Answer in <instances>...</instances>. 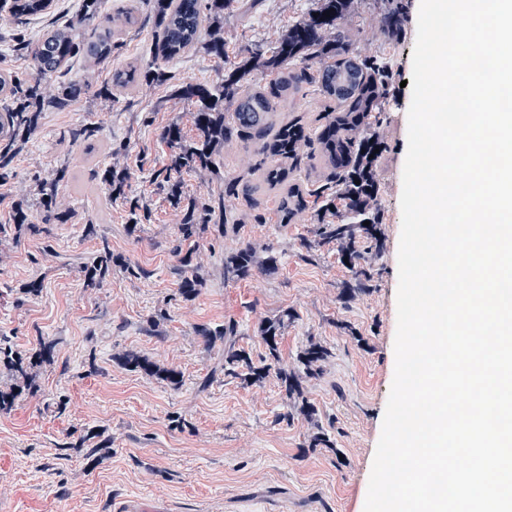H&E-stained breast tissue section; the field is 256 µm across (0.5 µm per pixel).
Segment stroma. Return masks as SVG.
Listing matches in <instances>:
<instances>
[{"label":"stroma","instance_id":"1","mask_svg":"<svg viewBox=\"0 0 512 512\" xmlns=\"http://www.w3.org/2000/svg\"><path fill=\"white\" fill-rule=\"evenodd\" d=\"M79 2L54 0L50 13L21 22L0 11V69L34 74L31 59L15 49L18 39H35L69 22ZM315 6V0H259L250 9L234 0L224 12L228 57L246 55L257 45L271 49ZM419 6V0H408L403 37L394 47L372 0H353L345 24L353 51L363 58L385 57L392 71L379 171L387 248L376 261L372 289L348 301L340 291L354 273L339 261L337 245L307 254L301 240L310 237L312 224L277 223L275 204L265 199L243 234L196 245L195 263L207 273V285L195 302H180L170 273L180 215L154 174L168 153L162 130L176 118L192 131V109L172 98L165 85L140 86L130 107L114 111L91 95L111 69L151 62L154 32L147 4H139L138 25L122 37L108 64L95 66L79 56L62 73L45 78L51 89L66 82L88 92L70 111L46 113L41 132L15 159L10 180L0 185V224L8 222L18 196L35 180L51 179L63 161L79 172L80 184L59 185L57 197L81 220L56 225L46 240L0 245V337L20 350L39 336L58 341L41 390L0 414V512H113L115 502L130 496L163 499L169 512H364L394 376L400 197L411 102L403 82L412 76ZM167 69L175 82L215 86L225 65L200 49ZM86 123L102 126L104 147L94 159L62 137ZM107 166L128 172L133 195L150 210L138 233H128L126 206L99 181L98 169ZM87 218L101 224L113 250L144 268L145 277L117 272L106 287L83 286L60 257L93 254L81 225ZM244 243L273 250L277 272L225 282L224 258ZM36 278L44 284L39 295H10V288ZM284 309L295 313L283 334L286 362L311 338L333 350L322 373L305 378L303 386L320 424L335 437V448H307L312 425L304 416L287 415L275 378L254 386L220 378L199 387L213 361L198 345L196 326L235 321L241 345L258 359L265 349L257 324ZM161 310L170 318L159 337L149 332L148 320ZM128 349L175 366L182 387L174 390L113 364V355ZM61 397L66 409L59 413L54 403ZM175 415L185 417L189 429L173 428ZM82 428H103L111 436L112 454L104 463L91 465L67 448L70 433Z\"/></svg>","mask_w":512,"mask_h":512}]
</instances>
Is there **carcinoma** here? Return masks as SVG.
I'll use <instances>...</instances> for the list:
<instances>
[{"label":"carcinoma","instance_id":"cac0c4a2","mask_svg":"<svg viewBox=\"0 0 512 512\" xmlns=\"http://www.w3.org/2000/svg\"><path fill=\"white\" fill-rule=\"evenodd\" d=\"M233 0H146L156 34L154 60L140 67L129 64L112 70L109 80L94 97L117 104L128 91L143 84H169L170 96L189 104L193 110L194 132L187 136L179 120H173L161 133L169 153L158 175L159 187L169 205L181 214L178 244L172 252L177 258L173 274L182 301H194L205 288L207 277L193 264L192 246L210 238L238 235L245 220L227 213L225 200L243 199L258 205V197L272 194L274 214L279 224H296L306 214L316 224L314 239L301 241L302 247L335 243L339 259L357 269L354 281L345 284L341 298L349 300L372 287L373 262L385 250L381 228L379 162L385 143L380 128L389 105L390 68L384 58L359 59L350 53L348 36L340 30L351 0H317V7L288 28L277 46L267 53L257 46L248 55L230 63L218 86L176 84L165 64L196 50L222 60L224 51V9ZM104 0H80L74 20L45 32L35 41L21 40L18 49L31 58L36 74L19 75L0 71V182L12 175L15 157L41 128L43 113L66 111L80 97L82 88L62 83L46 95L42 77L62 72L78 54L96 65L105 63L116 49V36L137 23L135 7L129 3L113 12L103 11ZM53 0H10L9 11L17 19L43 14ZM330 16H325V11ZM406 0H381L379 23L388 40H400L405 20ZM96 25L103 29L95 39L79 41L76 26ZM306 84L317 87L323 110L314 126L303 117L283 111L293 103ZM97 152L100 128L81 124L61 136ZM246 141L258 156L248 179L224 180V146ZM192 171L223 182L224 190L200 198L184 190L180 175ZM98 176L114 199L129 205V228L134 232L149 220V211L129 192L126 171L106 167ZM74 180L68 166L56 169L51 180L37 181L29 192L14 202L11 223L0 224V243L19 246L30 238L46 237L55 224H71L73 209L57 201V186ZM369 225H364V222ZM84 236L96 241L94 254L77 263L76 271L87 288H103L116 271L133 277L148 272L121 253L112 251L101 225L83 224ZM278 269V257L268 250L260 254L245 244L224 258V279L245 281L259 273ZM295 315L286 309L264 319L256 333L265 355L254 361L251 352L239 344L236 323L210 330H198L203 349L210 352L222 345L219 363L214 368L245 386L269 377L277 380L285 404L309 418L316 409L309 402L299 374L283 363L281 340L288 322ZM57 340L39 336L32 347L17 352L0 340V412L8 413L26 394L41 389L40 378L55 363ZM331 350L319 341L309 340L296 361L308 376L322 371ZM112 361L146 378L178 390L181 372L158 363L134 350L115 354ZM310 436L307 447H336V441L321 426ZM67 447L85 452L98 465L112 452V439L105 430L73 432Z\"/></svg>","mask_w":512,"mask_h":512}]
</instances>
